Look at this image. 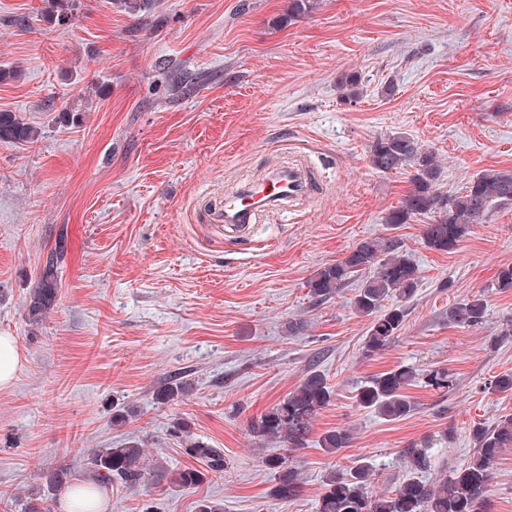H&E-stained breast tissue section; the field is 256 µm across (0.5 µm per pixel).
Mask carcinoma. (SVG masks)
<instances>
[{
	"label": "carcinoma",
	"instance_id": "obj_1",
	"mask_svg": "<svg viewBox=\"0 0 512 512\" xmlns=\"http://www.w3.org/2000/svg\"><path fill=\"white\" fill-rule=\"evenodd\" d=\"M121 10L137 15L151 10L153 0H114ZM77 0H44L43 13L51 24L72 22ZM166 88L176 97L196 91L197 77L183 69L163 64L159 67ZM39 131L13 112H0V141L13 144L33 143ZM371 166L382 173L413 169L411 185L400 206L386 217L387 224H405L419 216L430 219L424 225L423 240L434 251L448 252L459 247L475 224L486 221L491 209L512 203V170L486 169L471 178L465 192L441 196L436 192L440 166L434 151L403 133L379 137L370 147ZM355 276L362 277L351 305L361 316L372 317L363 338V352L371 356L395 342L405 320L401 303L412 298L420 282L419 268L390 238H367L359 242L342 260L318 269L309 280V292L317 301L338 294ZM57 263L47 259L38 282L27 302L30 322L39 323L49 313L59 295ZM400 304L385 306L388 300ZM487 300L475 294L448 308V323L477 327L487 315ZM417 382L447 392L453 386L448 371L419 372L410 366H397L378 373L361 388L358 401L388 420L408 416L415 404L406 389ZM186 393V383H167L156 391L160 404L173 402ZM334 390L318 370L308 372L286 397L248 421L249 435L272 444L262 464L272 474L273 496L281 501L296 499L302 492L301 472L290 451L303 447L312 431L314 418L332 402ZM353 436L347 429L327 430L317 444L329 455L351 446ZM473 456L463 466L437 482L419 477L403 480L387 494L370 490L373 468L358 462L350 468L334 469L326 476L317 500L316 512H490L488 491L500 452L512 447V415L493 426L471 429ZM185 454L218 472L225 468L224 450L197 440L184 441ZM415 472L430 468L427 449L415 446L403 451ZM88 474L98 485L117 481L127 486L151 482L173 488L194 489L205 474L193 468L170 472L147 461L146 449L136 440L112 448H97L89 453ZM44 492L28 502V512H51L47 502L74 484V472L66 467L44 472Z\"/></svg>",
	"mask_w": 512,
	"mask_h": 512
}]
</instances>
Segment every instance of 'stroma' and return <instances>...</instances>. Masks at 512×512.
I'll list each match as a JSON object with an SVG mask.
<instances>
[{
    "mask_svg": "<svg viewBox=\"0 0 512 512\" xmlns=\"http://www.w3.org/2000/svg\"><path fill=\"white\" fill-rule=\"evenodd\" d=\"M73 24L48 23L44 0H0V111L40 133L32 145L0 142V332L26 363L0 390V492L23 512L42 470L77 475L96 448L141 441L165 468L194 466L174 422L224 451L223 472L195 489L113 484L108 512H315L325 476L372 464L371 488L395 489L409 445L429 448L434 482L467 462L473 425L512 414V395L489 391L512 371V291L495 275L512 265V204L491 209L457 251L429 249L422 220L390 226L407 171L372 168L380 136L405 132L433 150L441 193L487 168H512V0H314L289 19V0H157L132 16L113 0H79ZM202 77L169 101L157 65ZM359 80L343 96L341 79ZM78 114L68 121L66 111ZM303 152L322 194L305 213L271 217L245 243L209 239L194 223L202 195ZM399 243L420 271L396 341L362 352L368 318L354 287L318 302L308 281L361 240ZM60 296L42 323L26 303L50 252ZM484 294L478 327L452 326L448 309ZM398 365L448 368L451 394L407 390L415 409L388 421L357 395ZM334 389L294 452L298 499L270 493L247 421L282 400L309 369ZM190 389L158 404L164 384ZM125 406V424L112 407ZM335 428L353 442L330 455L316 438Z\"/></svg>",
    "mask_w": 512,
    "mask_h": 512,
    "instance_id": "1",
    "label": "stroma"
}]
</instances>
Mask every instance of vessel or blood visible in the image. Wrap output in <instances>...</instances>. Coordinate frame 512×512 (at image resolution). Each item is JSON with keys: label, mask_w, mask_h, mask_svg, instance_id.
I'll return each instance as SVG.
<instances>
[{"label": "vessel or blood", "mask_w": 512, "mask_h": 512, "mask_svg": "<svg viewBox=\"0 0 512 512\" xmlns=\"http://www.w3.org/2000/svg\"><path fill=\"white\" fill-rule=\"evenodd\" d=\"M319 194L313 168L305 155L296 154L267 169L264 177L241 178L233 192L206 201L197 211V223L207 225L212 236L232 232L247 241L251 225L269 214H295L306 210Z\"/></svg>", "instance_id": "1"}]
</instances>
